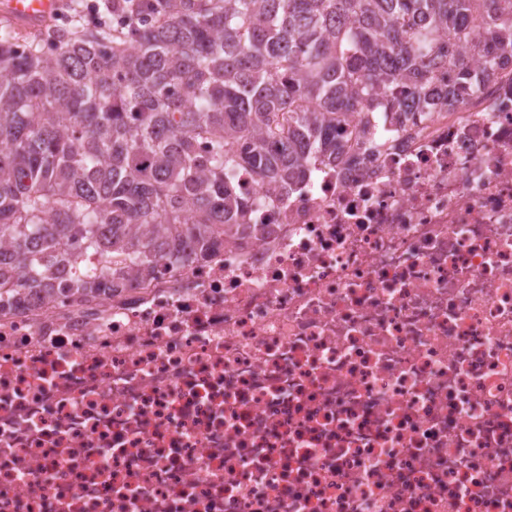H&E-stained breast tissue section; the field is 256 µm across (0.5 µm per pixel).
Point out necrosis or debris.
Wrapping results in <instances>:
<instances>
[{
	"label": "necrosis or debris",
	"instance_id": "1",
	"mask_svg": "<svg viewBox=\"0 0 512 512\" xmlns=\"http://www.w3.org/2000/svg\"><path fill=\"white\" fill-rule=\"evenodd\" d=\"M113 293L0 307V512H512V66Z\"/></svg>",
	"mask_w": 512,
	"mask_h": 512
}]
</instances>
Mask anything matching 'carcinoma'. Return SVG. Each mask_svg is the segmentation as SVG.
<instances>
[{
	"label": "carcinoma",
	"mask_w": 512,
	"mask_h": 512,
	"mask_svg": "<svg viewBox=\"0 0 512 512\" xmlns=\"http://www.w3.org/2000/svg\"><path fill=\"white\" fill-rule=\"evenodd\" d=\"M475 26L478 70L443 52ZM500 52L512 0H103L1 29L0 306L205 256L248 225L241 171L290 193L370 139L350 116L451 106Z\"/></svg>",
	"instance_id": "obj_1"
}]
</instances>
